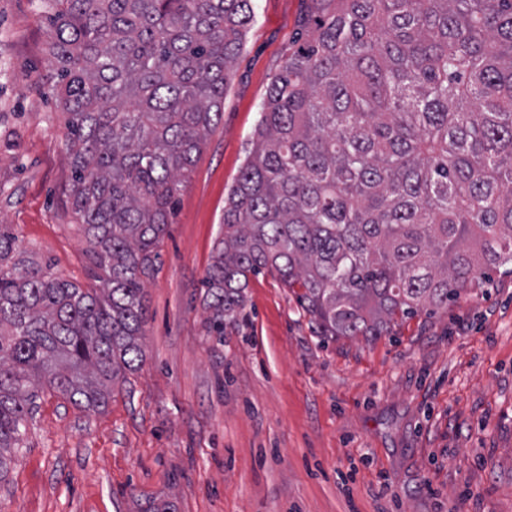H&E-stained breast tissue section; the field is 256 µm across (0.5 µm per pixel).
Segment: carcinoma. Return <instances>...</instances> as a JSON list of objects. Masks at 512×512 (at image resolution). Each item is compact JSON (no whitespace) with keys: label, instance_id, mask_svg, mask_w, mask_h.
<instances>
[{"label":"carcinoma","instance_id":"obj_1","mask_svg":"<svg viewBox=\"0 0 512 512\" xmlns=\"http://www.w3.org/2000/svg\"><path fill=\"white\" fill-rule=\"evenodd\" d=\"M224 206L206 332L275 273L325 339L512 275V0H303ZM85 289L0 224V480L38 391L96 409L143 361V278L224 111L252 0H42Z\"/></svg>","mask_w":512,"mask_h":512}]
</instances>
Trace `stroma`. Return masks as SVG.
<instances>
[{
    "instance_id": "1",
    "label": "stroma",
    "mask_w": 512,
    "mask_h": 512,
    "mask_svg": "<svg viewBox=\"0 0 512 512\" xmlns=\"http://www.w3.org/2000/svg\"><path fill=\"white\" fill-rule=\"evenodd\" d=\"M224 116L144 280V359L89 411L42 390L0 512H512V276L392 335L324 340L296 292L250 277L206 334L201 281L301 0H254ZM37 0H0V224L91 288Z\"/></svg>"
}]
</instances>
